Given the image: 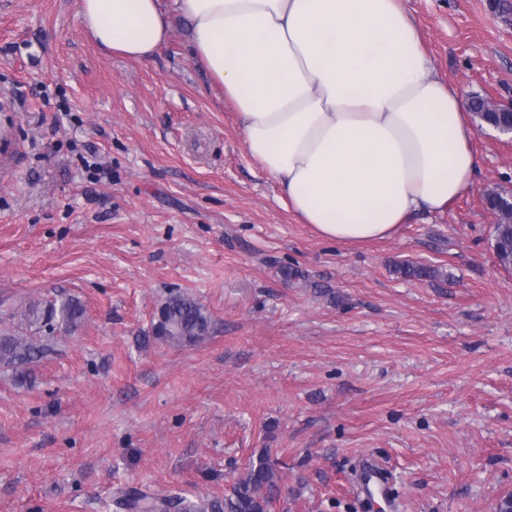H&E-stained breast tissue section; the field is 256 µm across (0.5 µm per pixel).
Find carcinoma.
<instances>
[{"instance_id": "cac0c4a2", "label": "carcinoma", "mask_w": 512, "mask_h": 512, "mask_svg": "<svg viewBox=\"0 0 512 512\" xmlns=\"http://www.w3.org/2000/svg\"><path fill=\"white\" fill-rule=\"evenodd\" d=\"M470 110L485 124L512 126V112L487 107L484 97L475 95ZM488 210L496 217L493 229L494 256L498 265L512 269V195L504 189L486 194ZM405 278L435 279L439 271L431 267L401 265ZM85 316L84 306L73 298L36 300L25 309V331L0 330V373L23 386L30 381L31 365L58 354L59 334L75 330ZM212 320L203 306L188 294L170 295L158 310L156 334L180 345L192 346L210 336ZM280 461L268 450L251 460L237 478L231 494L219 498L191 500L180 493H149L137 487L117 492L115 512H268L270 503L281 494Z\"/></svg>"}]
</instances>
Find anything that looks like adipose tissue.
Masks as SVG:
<instances>
[{"instance_id": "obj_1", "label": "adipose tissue", "mask_w": 512, "mask_h": 512, "mask_svg": "<svg viewBox=\"0 0 512 512\" xmlns=\"http://www.w3.org/2000/svg\"><path fill=\"white\" fill-rule=\"evenodd\" d=\"M190 55L235 105L248 155L327 240L393 236L476 171L468 99L433 68L403 0H175ZM86 33L152 59L161 0H81Z\"/></svg>"}]
</instances>
